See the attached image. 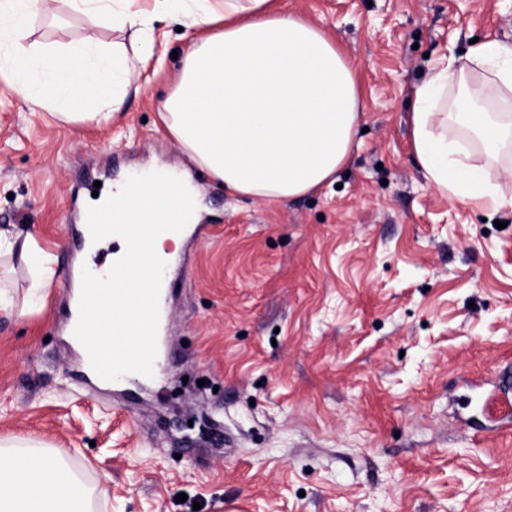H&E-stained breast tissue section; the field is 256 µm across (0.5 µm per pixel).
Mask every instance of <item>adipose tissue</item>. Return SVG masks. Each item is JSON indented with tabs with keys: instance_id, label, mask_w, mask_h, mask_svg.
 <instances>
[{
	"instance_id": "1",
	"label": "adipose tissue",
	"mask_w": 512,
	"mask_h": 512,
	"mask_svg": "<svg viewBox=\"0 0 512 512\" xmlns=\"http://www.w3.org/2000/svg\"><path fill=\"white\" fill-rule=\"evenodd\" d=\"M43 0H0V72L15 77L30 108L61 102L71 121L117 113L133 60H147L154 23L174 12L204 35L186 50L164 101L172 139L234 196L266 203L307 194L350 164L364 112L346 54L324 30L280 13L276 0H68L70 9L130 30L131 44L28 43ZM411 150L430 183L451 198L506 206L490 169L472 161L471 132L486 150L512 138V48L471 45L435 66L406 115ZM0 512H92L54 451L0 439Z\"/></svg>"
}]
</instances>
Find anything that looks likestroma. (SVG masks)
Segmentation results:
<instances>
[{
	"mask_svg": "<svg viewBox=\"0 0 512 512\" xmlns=\"http://www.w3.org/2000/svg\"><path fill=\"white\" fill-rule=\"evenodd\" d=\"M280 5L337 37L366 114L335 183L295 199L227 194L174 143L159 112L195 38L175 20L107 122L30 110L0 77V231L33 235L57 282L26 316L0 310V438L59 453L92 512H512V418L483 407L512 374V207L439 193L405 122L443 57L512 46V0ZM87 37L130 39L64 0L28 33ZM154 170L190 180L199 211L141 390L82 377L66 328L74 274L107 256H83L74 224L95 187ZM32 275L0 258L14 304Z\"/></svg>",
	"mask_w": 512,
	"mask_h": 512,
	"instance_id": "stroma-1",
	"label": "stroma"
}]
</instances>
